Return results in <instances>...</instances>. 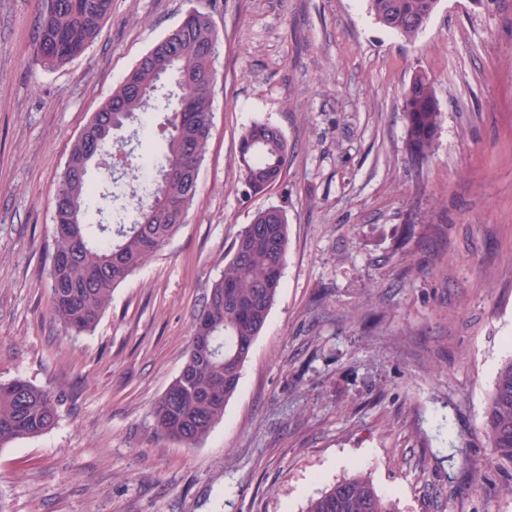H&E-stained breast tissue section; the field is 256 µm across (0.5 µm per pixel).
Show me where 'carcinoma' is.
<instances>
[{
    "label": "carcinoma",
    "mask_w": 512,
    "mask_h": 512,
    "mask_svg": "<svg viewBox=\"0 0 512 512\" xmlns=\"http://www.w3.org/2000/svg\"><path fill=\"white\" fill-rule=\"evenodd\" d=\"M437 0H368L382 26L415 40L436 10ZM112 13V0H48L38 20L37 58L57 69L80 56L96 39ZM218 34L210 15L192 9L166 37L140 58L125 79L84 126L71 145L53 201V248L48 273L51 315L65 329L80 334L96 327L112 290L172 236L198 192L200 166L213 126L212 87L217 79ZM190 80L184 91L158 99L165 78ZM402 112L405 149L422 164L435 154L442 112L433 83L418 70L404 88ZM176 107L167 118L161 154L141 156L124 169L129 182L155 171L148 194L129 199L133 216L87 231L90 201L113 216L119 195L98 188L88 178L92 162L112 150V130L150 110ZM288 140L276 126L255 121L239 136L237 184L249 195L266 193L285 175ZM170 168L178 177L164 178ZM288 251V216L276 206L258 210L237 233L224 269L205 290L193 314L191 340L179 374L154 403L156 428L166 437L194 446L224 419L242 369L278 297ZM209 336L202 345L198 336ZM58 417L57 400L23 378L0 382V448L38 437ZM490 466L512 470V358L498 369L484 409ZM305 512H397L362 475L345 476L309 501Z\"/></svg>",
    "instance_id": "cac0c4a2"
}]
</instances>
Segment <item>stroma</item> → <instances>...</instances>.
Segmentation results:
<instances>
[{
    "label": "stroma",
    "instance_id": "obj_1",
    "mask_svg": "<svg viewBox=\"0 0 512 512\" xmlns=\"http://www.w3.org/2000/svg\"><path fill=\"white\" fill-rule=\"evenodd\" d=\"M43 7L0 0V382L46 389L58 418L0 448V512H304L353 474L397 512H512L482 429L512 356V0H439L412 43L367 0H112L55 70L34 57ZM193 8L219 36L198 195L96 328L66 332L48 270L69 149ZM420 69L442 111L421 165L400 106ZM256 120L291 152L250 196L238 140ZM272 205L288 216L277 300L223 421L185 446L152 407L235 234Z\"/></svg>",
    "mask_w": 512,
    "mask_h": 512
}]
</instances>
